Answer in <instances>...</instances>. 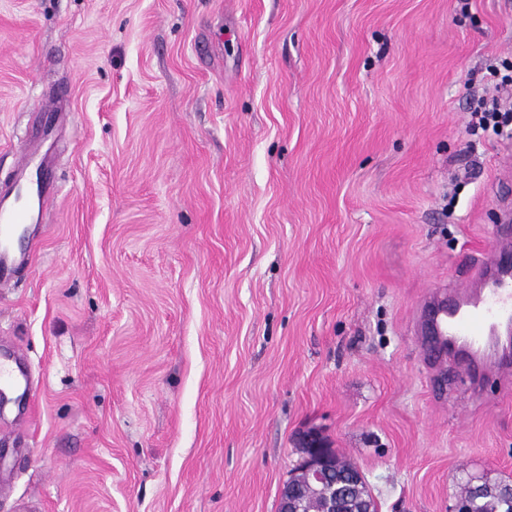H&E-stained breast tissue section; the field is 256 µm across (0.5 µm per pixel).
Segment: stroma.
Masks as SVG:
<instances>
[{"label": "stroma", "instance_id": "stroma-1", "mask_svg": "<svg viewBox=\"0 0 512 512\" xmlns=\"http://www.w3.org/2000/svg\"><path fill=\"white\" fill-rule=\"evenodd\" d=\"M492 57L512 0H0V184L30 133L55 184L0 294L37 387L0 512H277L309 428L378 512L512 478V392L415 334L512 207V139L465 133Z\"/></svg>", "mask_w": 512, "mask_h": 512}]
</instances>
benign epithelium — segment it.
<instances>
[{
	"instance_id": "obj_1",
	"label": "benign epithelium",
	"mask_w": 512,
	"mask_h": 512,
	"mask_svg": "<svg viewBox=\"0 0 512 512\" xmlns=\"http://www.w3.org/2000/svg\"><path fill=\"white\" fill-rule=\"evenodd\" d=\"M304 446L297 464L300 478L296 485H283L280 492L279 512H302V497L319 498L323 512H336V496L328 493V487L336 486L333 479L335 461L319 436L309 432L303 437Z\"/></svg>"
}]
</instances>
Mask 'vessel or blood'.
<instances>
[{
  "instance_id": "vessel-or-blood-1",
  "label": "vessel or blood",
  "mask_w": 512,
  "mask_h": 512,
  "mask_svg": "<svg viewBox=\"0 0 512 512\" xmlns=\"http://www.w3.org/2000/svg\"><path fill=\"white\" fill-rule=\"evenodd\" d=\"M53 189L44 167L35 184L0 189V291L13 286L17 255L25 249L17 228L39 218L38 211L20 207L19 198L26 191L40 198ZM488 252L474 283L450 289L444 298L427 294L424 301L429 351L437 362H453L478 385L492 370L512 368V243H492Z\"/></svg>"
}]
</instances>
